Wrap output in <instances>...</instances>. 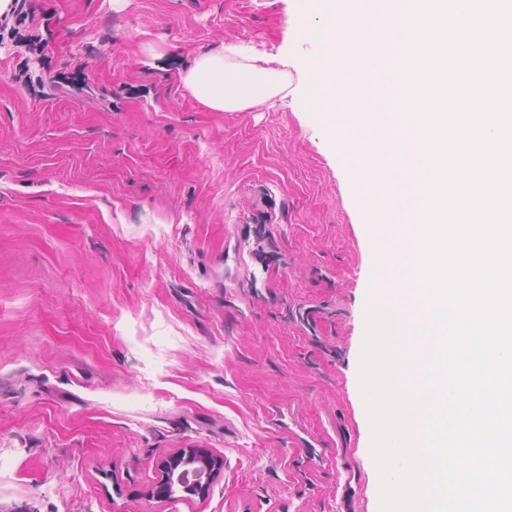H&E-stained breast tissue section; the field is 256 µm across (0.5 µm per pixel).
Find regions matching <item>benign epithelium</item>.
I'll return each mask as SVG.
<instances>
[{
  "label": "benign epithelium",
  "instance_id": "1",
  "mask_svg": "<svg viewBox=\"0 0 512 512\" xmlns=\"http://www.w3.org/2000/svg\"><path fill=\"white\" fill-rule=\"evenodd\" d=\"M156 469L154 496L172 501L190 500L206 496L210 485L223 472L224 461L206 448H180L161 457Z\"/></svg>",
  "mask_w": 512,
  "mask_h": 512
}]
</instances>
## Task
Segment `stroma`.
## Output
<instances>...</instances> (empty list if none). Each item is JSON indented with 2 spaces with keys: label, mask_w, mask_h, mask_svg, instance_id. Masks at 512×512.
<instances>
[{
  "label": "stroma",
  "mask_w": 512,
  "mask_h": 512,
  "mask_svg": "<svg viewBox=\"0 0 512 512\" xmlns=\"http://www.w3.org/2000/svg\"><path fill=\"white\" fill-rule=\"evenodd\" d=\"M0 43V512H380L359 386L374 258L303 111L297 0H30ZM288 87L213 112L194 56ZM210 449L190 502L156 462ZM12 5V12L10 16L15 19V23L17 26L13 25L10 27L8 31V35L13 38V40H17L19 43H26L29 51L34 52L37 47V39L36 36L32 34L24 35L20 32L19 27L25 22V17L28 16V13H24V8L26 6L27 0H0V16H3L5 12L9 10L10 4ZM156 469L153 496L172 501L190 500L206 496L210 485L223 472L224 461L207 448H180L161 457Z\"/></svg>",
  "instance_id": "35a3bbf8"
}]
</instances>
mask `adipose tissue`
<instances>
[{
    "instance_id": "obj_1",
    "label": "adipose tissue",
    "mask_w": 512,
    "mask_h": 512,
    "mask_svg": "<svg viewBox=\"0 0 512 512\" xmlns=\"http://www.w3.org/2000/svg\"><path fill=\"white\" fill-rule=\"evenodd\" d=\"M186 90L214 112H235L264 104L285 90L286 72L256 63L232 47L195 57L180 75Z\"/></svg>"
}]
</instances>
